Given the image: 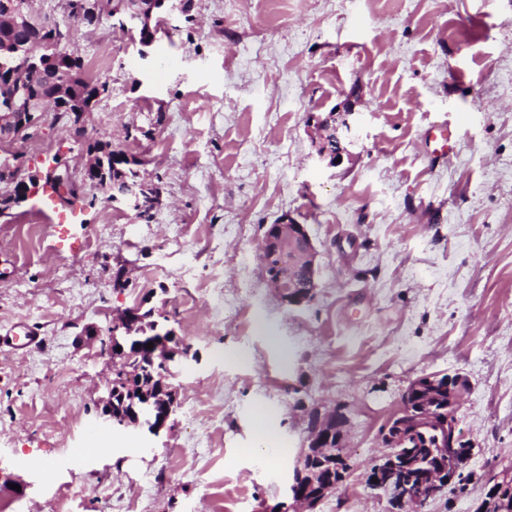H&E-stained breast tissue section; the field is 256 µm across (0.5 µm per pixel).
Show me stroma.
I'll return each mask as SVG.
<instances>
[{"label":"stroma","instance_id":"35a3bbf8","mask_svg":"<svg viewBox=\"0 0 512 512\" xmlns=\"http://www.w3.org/2000/svg\"><path fill=\"white\" fill-rule=\"evenodd\" d=\"M33 9L70 30L108 90L87 132L141 162L153 220L82 185L76 213L41 199L0 216V503L13 512H272L308 447L310 413L341 410L348 470L313 512H391L367 484L408 382L456 373L473 454L461 491L424 512H476L512 465V0H194L147 57L111 17L75 25L65 0ZM349 113L343 160L318 119ZM452 149L432 160L430 127ZM27 173L88 162L63 124L0 155ZM40 214L39 226L25 224ZM306 226L313 300L287 307L259 258L269 224ZM128 285L115 289L116 272ZM153 310L195 359L158 435L101 433L122 312ZM273 460L254 455L256 409ZM0 342L15 350H27L40 346L42 338L39 330L34 326L17 323L6 336H0Z\"/></svg>","mask_w":512,"mask_h":512}]
</instances>
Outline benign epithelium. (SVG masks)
Here are the masks:
<instances>
[{"label":"benign epithelium","instance_id":"benign-epithelium-1","mask_svg":"<svg viewBox=\"0 0 512 512\" xmlns=\"http://www.w3.org/2000/svg\"><path fill=\"white\" fill-rule=\"evenodd\" d=\"M3 11L14 27L33 24L28 0H21L18 7L6 2ZM62 85L63 81L53 78L51 91L28 100V105L39 110L47 103H57ZM26 117L27 114L16 111L13 101H1L0 141L16 139L35 127V123ZM67 174L68 171L61 170L60 161L56 158L49 162L45 174L14 179L12 190L25 202L41 189L45 191L52 187L63 194ZM274 248L288 252L289 258L284 272L269 285L283 302L291 306L309 302L316 288V251L305 225L291 221L278 224L275 236L263 237L261 255ZM185 347L186 344L175 335L160 337L157 351L162 353L165 369L184 364L190 356V352L184 351ZM467 387V380L459 374L418 376L406 386L399 412L383 429L382 438L389 452L370 472V478L376 479L372 486L400 503L406 512H422L430 499L444 492L453 494L458 489L462 464L473 451L462 441L456 419L457 405ZM168 393L167 397L158 395L155 404L145 402L135 424L153 435L158 434L178 406L176 389L171 388ZM100 420L110 429L128 426L125 419L113 416L110 392L104 399ZM431 432L436 434L433 447L428 442ZM511 487L512 483L507 478L502 482L493 479L480 512H503L509 501L506 490Z\"/></svg>","mask_w":512,"mask_h":512}]
</instances>
